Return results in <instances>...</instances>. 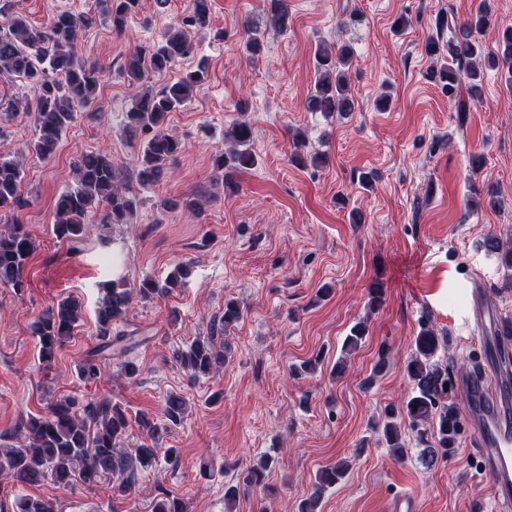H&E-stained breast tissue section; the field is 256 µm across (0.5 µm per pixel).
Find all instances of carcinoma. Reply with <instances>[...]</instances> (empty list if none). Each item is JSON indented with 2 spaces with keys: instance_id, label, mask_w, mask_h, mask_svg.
Masks as SVG:
<instances>
[{
  "instance_id": "cac0c4a2",
  "label": "carcinoma",
  "mask_w": 512,
  "mask_h": 512,
  "mask_svg": "<svg viewBox=\"0 0 512 512\" xmlns=\"http://www.w3.org/2000/svg\"><path fill=\"white\" fill-rule=\"evenodd\" d=\"M102 11L110 20L112 31H125L129 17L137 10L139 0H100ZM185 25L205 27L210 19L211 0H190ZM268 22L279 32L288 30L289 14L284 0H269ZM491 24L489 8L479 10L475 17L460 24L455 18L442 15L438 29H448V42L430 40L426 44L429 56L442 64L429 72L432 81L448 94L455 111H469V103L481 94L483 72L479 70L482 44L478 36ZM85 19L64 11L51 19L49 26L38 29L25 20L12 17L0 25V75L23 79L36 95V138L32 151L40 157L55 153L62 134L76 119L77 109L89 105L99 87L98 71L77 59L75 42ZM264 32L259 27L247 31L245 47L254 55L261 51ZM500 56L487 58V65L503 67L512 76V29L498 37ZM195 47L186 31L172 26L157 42L129 54L122 74L132 85L143 90L135 97L127 113L125 131L130 139L145 137L142 153L135 169L136 181L155 185L165 176L168 166L185 151L184 142L168 134L162 127L168 114L184 106L193 91L209 74L206 59L198 60L195 68L180 78L155 90L147 85L153 77L166 75L180 61L194 55ZM317 79L305 100L309 112L348 114L354 111V99L349 93L346 69L353 63L350 48L343 46L332 51L321 45L316 53ZM253 130L246 120L233 123L227 134L225 151L213 155L217 169L247 170L255 164L251 150ZM75 187L63 192L55 203L53 231L63 241H75L83 236L91 215L100 214L102 224H127L137 211L140 201L130 190L127 175L112 158L99 153L80 156L73 166ZM22 166L14 160L0 158V216L23 207L21 196ZM490 252L502 251L512 265V239L503 242L490 236L484 242ZM35 249L31 235L24 225L16 222L0 230V284L19 292L24 288L23 271ZM184 263L175 265L163 285L151 279L143 280L136 288L123 283L106 285L96 311L97 352L102 353L122 340L112 334L113 325L124 318L134 296L150 299L168 292L188 275ZM80 300L67 297L48 309L31 325L40 358L51 363L59 349L73 337L83 317ZM242 312L234 301L224 303V315L219 324L210 327V335L198 338L175 355L176 364L196 377L208 374L224 365V343H215L217 335L238 322ZM366 326L358 323L344 339V349L357 348L365 339ZM439 336L428 323H423L414 340L413 353L405 365L412 390L402 406L389 405L375 424L390 448L392 456L407 455L408 434H414L419 446L418 460L432 467L438 459L450 458L460 434V413L448 402L444 385L449 381L448 367L440 365L435 356ZM103 367L98 359L88 358L80 366V377L91 383L99 380ZM187 412L185 399L176 394L168 396L164 416L172 425H179ZM141 433L151 444L135 448L120 447L128 428L127 415L107 399L89 401L75 408L69 399L49 404L40 415L29 419L26 426L27 444L19 448H0V470L12 473L14 479L28 486H38L46 480L66 487L78 477L87 484L98 477H112L113 489L125 494L135 482L136 474L156 462L155 448L159 428L149 418L138 420ZM348 464L338 462L319 471L315 489L300 506V512H320L322 494L346 477ZM15 512H59L56 503L28 497L18 503Z\"/></svg>"
}]
</instances>
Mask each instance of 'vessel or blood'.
<instances>
[{
  "mask_svg": "<svg viewBox=\"0 0 512 512\" xmlns=\"http://www.w3.org/2000/svg\"><path fill=\"white\" fill-rule=\"evenodd\" d=\"M470 296L467 321L479 331L480 370L458 382L466 398L464 421L495 497L507 502L512 500V338L501 335L503 318L484 306L480 290L472 289Z\"/></svg>",
  "mask_w": 512,
  "mask_h": 512,
  "instance_id": "vessel-or-blood-1",
  "label": "vessel or blood"
}]
</instances>
